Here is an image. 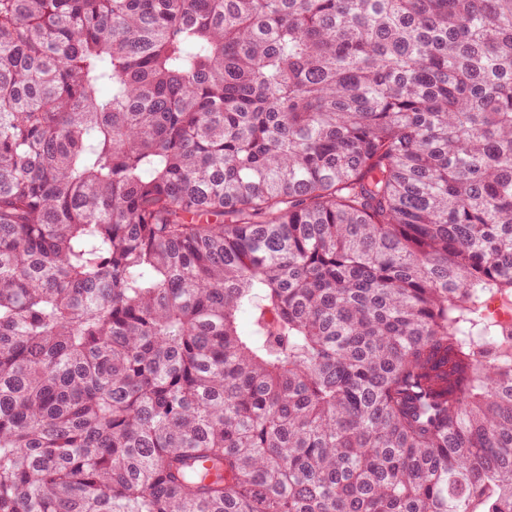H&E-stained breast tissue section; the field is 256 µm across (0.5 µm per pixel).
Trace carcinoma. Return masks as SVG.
<instances>
[{
	"label": "carcinoma",
	"instance_id": "cac0c4a2",
	"mask_svg": "<svg viewBox=\"0 0 512 512\" xmlns=\"http://www.w3.org/2000/svg\"><path fill=\"white\" fill-rule=\"evenodd\" d=\"M485 289L512 0H0V512H512Z\"/></svg>",
	"mask_w": 512,
	"mask_h": 512
}]
</instances>
